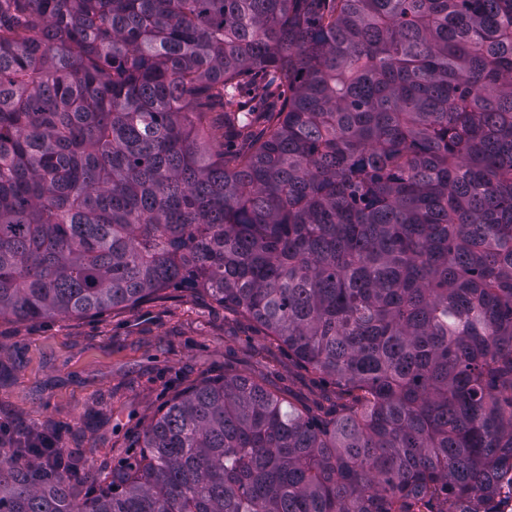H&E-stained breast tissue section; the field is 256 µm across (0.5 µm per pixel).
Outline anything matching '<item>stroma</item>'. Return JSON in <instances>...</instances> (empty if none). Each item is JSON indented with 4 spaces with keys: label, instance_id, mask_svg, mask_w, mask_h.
I'll return each instance as SVG.
<instances>
[{
    "label": "stroma",
    "instance_id": "1",
    "mask_svg": "<svg viewBox=\"0 0 512 512\" xmlns=\"http://www.w3.org/2000/svg\"><path fill=\"white\" fill-rule=\"evenodd\" d=\"M227 371L260 377L300 407L336 402L330 379L186 289L97 316L0 319V422L53 429L107 467L134 456L138 433L175 395Z\"/></svg>",
    "mask_w": 512,
    "mask_h": 512
}]
</instances>
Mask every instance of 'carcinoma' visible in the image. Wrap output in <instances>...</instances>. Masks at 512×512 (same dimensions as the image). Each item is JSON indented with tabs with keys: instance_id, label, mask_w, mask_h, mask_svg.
Instances as JSON below:
<instances>
[{
	"instance_id": "1",
	"label": "carcinoma",
	"mask_w": 512,
	"mask_h": 512,
	"mask_svg": "<svg viewBox=\"0 0 512 512\" xmlns=\"http://www.w3.org/2000/svg\"><path fill=\"white\" fill-rule=\"evenodd\" d=\"M167 288L341 404L205 380L93 486L0 449V512H470L512 454V0H0V317Z\"/></svg>"
}]
</instances>
